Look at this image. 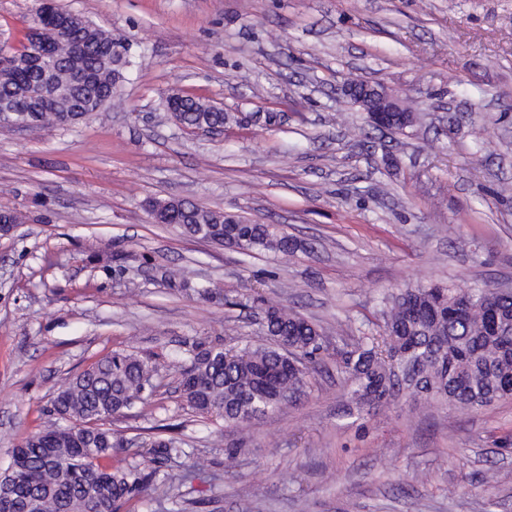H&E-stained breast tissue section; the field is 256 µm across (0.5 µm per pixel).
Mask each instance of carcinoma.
I'll list each match as a JSON object with an SVG mask.
<instances>
[{
    "instance_id": "1",
    "label": "carcinoma",
    "mask_w": 512,
    "mask_h": 512,
    "mask_svg": "<svg viewBox=\"0 0 512 512\" xmlns=\"http://www.w3.org/2000/svg\"><path fill=\"white\" fill-rule=\"evenodd\" d=\"M57 14L35 11L29 28L55 26ZM81 44L77 58L62 56L56 83L58 99L36 101L29 95L40 74L30 70H0V104L28 113L44 127H56L60 114L67 124L81 120L72 111L82 100L102 98L112 106V86L122 72L134 66L112 32L86 18L66 27ZM85 71L89 80L73 84V73ZM183 124L207 131L224 126V111L189 95H175ZM168 223L193 237L219 245L245 246V254L288 253V235L272 224L243 219L223 220L206 207L180 202ZM385 322L378 336L362 333L342 357L352 394L360 400L390 402L400 396L480 411L512 396V335L501 336L491 326L498 315L504 331L512 330V291L492 288H402L386 298ZM270 344L249 343L233 350L203 342L186 350L180 391L188 406L201 415H215L227 426H240L276 411L302 392L306 368L296 353L312 355L322 348L317 327L281 304L265 310ZM288 337L289 351L278 337ZM157 367L133 354L114 352L95 362L57 391L50 418L16 446L18 471L0 475V498L14 512H120L121 506L156 481L157 471L137 466L113 468L106 464L123 448L124 436L105 427V419L119 414L134 401H147ZM177 437L150 439L156 462L188 456ZM163 476L159 488L171 500L181 498L180 480Z\"/></svg>"
}]
</instances>
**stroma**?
<instances>
[{
  "label": "stroma",
  "instance_id": "stroma-1",
  "mask_svg": "<svg viewBox=\"0 0 512 512\" xmlns=\"http://www.w3.org/2000/svg\"><path fill=\"white\" fill-rule=\"evenodd\" d=\"M122 39L137 67L120 106L76 125L0 126V471L67 379L124 351L156 389L114 417L111 466L151 470L162 427L206 467L182 500L155 487L121 512H512V397L478 412L423 399L358 403L336 363L379 333L381 300L420 285L512 288V0H58ZM37 0H0L18 43ZM366 79L418 115L370 125L343 95ZM229 115L218 133L166 119L172 92ZM183 199L296 243L288 255L154 223ZM189 268L212 291L181 290ZM285 304L322 348L296 402L239 427L190 409L183 351L267 344Z\"/></svg>",
  "mask_w": 512,
  "mask_h": 512
}]
</instances>
